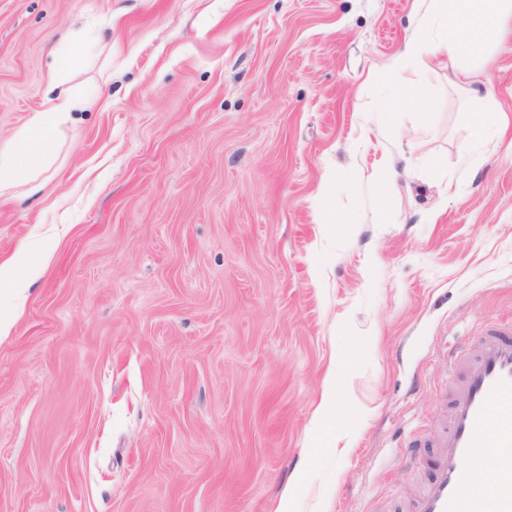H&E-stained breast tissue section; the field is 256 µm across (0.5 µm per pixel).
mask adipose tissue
Wrapping results in <instances>:
<instances>
[{
  "label": "adipose tissue",
  "mask_w": 512,
  "mask_h": 512,
  "mask_svg": "<svg viewBox=\"0 0 512 512\" xmlns=\"http://www.w3.org/2000/svg\"><path fill=\"white\" fill-rule=\"evenodd\" d=\"M512 41V0H418L417 32L382 74L398 107L413 98L402 76L410 67L434 64L466 75L470 60ZM78 97L65 95L51 110L36 113L18 133L0 145V192L32 184L38 168L48 166L57 124L75 108ZM35 282L28 255L0 264V304L20 296Z\"/></svg>",
  "instance_id": "adipose-tissue-1"
}]
</instances>
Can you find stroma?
Listing matches in <instances>:
<instances>
[{"mask_svg":"<svg viewBox=\"0 0 512 512\" xmlns=\"http://www.w3.org/2000/svg\"><path fill=\"white\" fill-rule=\"evenodd\" d=\"M415 10L0 0L1 143L52 49L99 40L41 190L0 195V262L51 256L0 308V512H274L287 486L291 512H409L449 350L512 321V48L476 68L504 130L466 155L487 104L451 72L381 112Z\"/></svg>","mask_w":512,"mask_h":512,"instance_id":"obj_1","label":"stroma"}]
</instances>
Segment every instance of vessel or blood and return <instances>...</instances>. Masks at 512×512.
Segmentation results:
<instances>
[{
    "instance_id": "1",
    "label": "vessel or blood",
    "mask_w": 512,
    "mask_h": 512,
    "mask_svg": "<svg viewBox=\"0 0 512 512\" xmlns=\"http://www.w3.org/2000/svg\"><path fill=\"white\" fill-rule=\"evenodd\" d=\"M448 409L447 435L413 512H512V322L487 325L465 353ZM486 453L499 463L492 482L467 466Z\"/></svg>"
}]
</instances>
